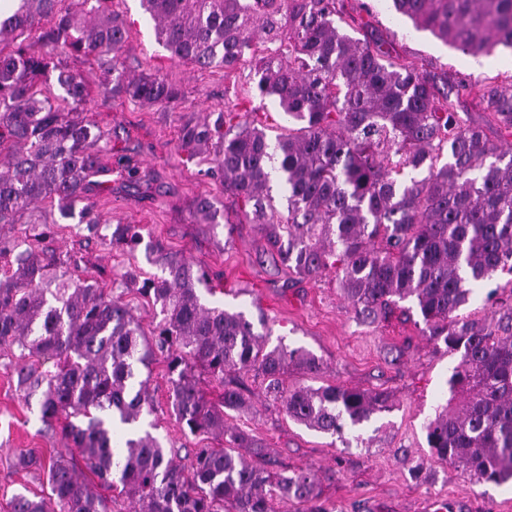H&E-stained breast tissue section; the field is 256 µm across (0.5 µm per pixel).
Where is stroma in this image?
Returning a JSON list of instances; mask_svg holds the SVG:
<instances>
[{
	"label": "stroma",
	"mask_w": 512,
	"mask_h": 512,
	"mask_svg": "<svg viewBox=\"0 0 512 512\" xmlns=\"http://www.w3.org/2000/svg\"><path fill=\"white\" fill-rule=\"evenodd\" d=\"M363 2L369 10L362 20L393 41L406 63L430 62L465 82L512 81V53L465 55L415 29L391 0ZM113 7L128 30L122 64L133 74H160L180 88L182 98L173 108L118 99L101 88L96 65L61 58V65L81 74L89 87L81 112L112 136V151L101 158L103 184L90 194L95 214L111 224L143 225L165 251L209 269L223 290L205 296V303L245 312L256 331H267L269 346L314 354L322 364L318 384L383 391L392 402L390 410L360 428L362 444L348 448L335 436L288 419L280 402L266 397L251 376L246 383L253 408L245 416L225 415L226 426L251 431L280 465L311 469L328 512H512L511 482L471 484L454 466L434 461L427 447L424 424L450 396L454 356L402 316L374 325L358 321L334 273L289 283L287 269L266 256L259 226L244 221L236 199L212 175L210 161L188 158L179 149L183 122L231 108L276 115L275 99L251 91L248 66L227 74L171 57L140 0H115ZM204 198L219 208L216 223L198 220L196 205ZM49 245L57 254L75 256L73 272L80 276L129 266L143 277L159 271L144 252L132 258L109 253L75 217L54 225ZM11 360L9 352L0 351V512H9L11 497L32 484L28 474L12 468L14 452L33 448L47 455L65 447L60 433L41 422L36 400L17 391ZM169 388L164 364H153L149 391L156 433L166 450L184 460L206 439L184 434L169 409Z\"/></svg>",
	"instance_id": "obj_1"
}]
</instances>
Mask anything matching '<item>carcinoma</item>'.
<instances>
[{
  "mask_svg": "<svg viewBox=\"0 0 512 512\" xmlns=\"http://www.w3.org/2000/svg\"><path fill=\"white\" fill-rule=\"evenodd\" d=\"M62 0H16L0 19V224L26 219L20 238H0V349L17 348L16 388L39 396L49 427L62 422L66 448L49 457L23 449L12 459L49 493L14 496L10 512H275L276 500L325 512L322 491L304 469L273 467L245 429L224 425L225 411L251 410L247 392L224 377L254 373L289 419L344 438L390 409L384 392L344 385L286 384L295 367L316 377L320 360L267 341L242 311L208 307L209 273L158 251L162 275L140 278L101 270L72 275L44 246L49 225L31 211L43 204L80 215L91 238L134 255L139 224H103L89 202L102 182L100 154L112 138L77 108L89 94L79 74L59 71V92L43 77L50 53L31 37L98 63L112 97L171 106L180 90L156 73L129 75L119 52L127 28L112 0H96L88 19ZM158 41L200 69L232 72L250 62L256 88L274 98L288 132L270 143L258 110L217 113L180 128L181 149L209 154L224 193L265 233L266 252L299 279L336 273L357 318L373 322L412 300L423 333L457 356L448 379L461 401L436 410L424 425L432 457L474 484L512 481V298L494 314L465 312L472 286L507 275L512 287V143L491 140L459 109L485 107L512 133V87L460 83L402 60L393 42L368 32L355 39L351 0H140ZM418 30L474 57L512 52V0H392ZM447 161H442L443 156ZM284 188L287 214L271 195ZM134 290L152 307L149 325L112 294ZM165 364L169 402L190 434L221 446L193 449L189 463L167 456L140 428L150 407L148 380ZM216 383L218 399L200 388Z\"/></svg>",
  "mask_w": 512,
  "mask_h": 512,
  "instance_id": "cac0c4a2",
  "label": "carcinoma"
}]
</instances>
